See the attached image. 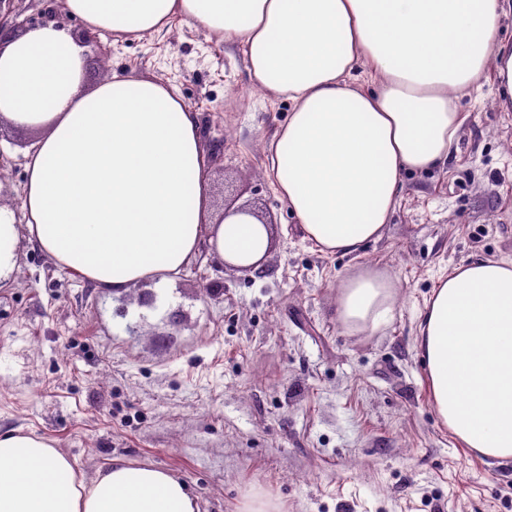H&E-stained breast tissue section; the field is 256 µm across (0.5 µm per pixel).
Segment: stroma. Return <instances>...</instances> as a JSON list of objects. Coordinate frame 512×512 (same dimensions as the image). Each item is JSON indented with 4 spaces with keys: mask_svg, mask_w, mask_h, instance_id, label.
<instances>
[{
    "mask_svg": "<svg viewBox=\"0 0 512 512\" xmlns=\"http://www.w3.org/2000/svg\"><path fill=\"white\" fill-rule=\"evenodd\" d=\"M61 0H7L0 16ZM86 85L156 77L199 114L224 202L270 215L262 269L240 272L201 250L164 287L112 294L23 243L0 282V435L32 433L86 478L121 457L185 479L201 512H238L249 492L280 512H512V464L443 426L416 346L438 277L472 260L512 261V109L494 79L464 98L470 118L450 167L405 176L381 240L355 255L304 241L265 174V146L288 117L255 87L240 51L187 20L134 41L87 36ZM36 130L0 127V206L20 211ZM368 264L398 288L389 325L352 333L336 316V281Z\"/></svg>",
    "mask_w": 512,
    "mask_h": 512,
    "instance_id": "1",
    "label": "stroma"
}]
</instances>
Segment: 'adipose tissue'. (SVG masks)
I'll return each instance as SVG.
<instances>
[{
  "mask_svg": "<svg viewBox=\"0 0 512 512\" xmlns=\"http://www.w3.org/2000/svg\"><path fill=\"white\" fill-rule=\"evenodd\" d=\"M86 32L142 39L190 20L239 47L260 92L291 105L265 171L305 240L352 255L379 240L404 175L444 169L467 113L462 97L493 75L512 103V0H63ZM80 36L54 22L0 34V121L41 131L20 212L0 208V278L22 242L119 294L166 284L208 244L225 263L262 268L270 225L215 215L213 154L200 123L158 78L85 87ZM374 79L357 83L356 69ZM351 331L387 325L395 278L369 266L338 279ZM418 347L431 401L465 447L512 463V262L478 260L439 277ZM0 512H199L187 482L122 459L85 478L34 434L0 436Z\"/></svg>",
  "mask_w": 512,
  "mask_h": 512,
  "instance_id": "ef3b65f1",
  "label": "adipose tissue"
}]
</instances>
